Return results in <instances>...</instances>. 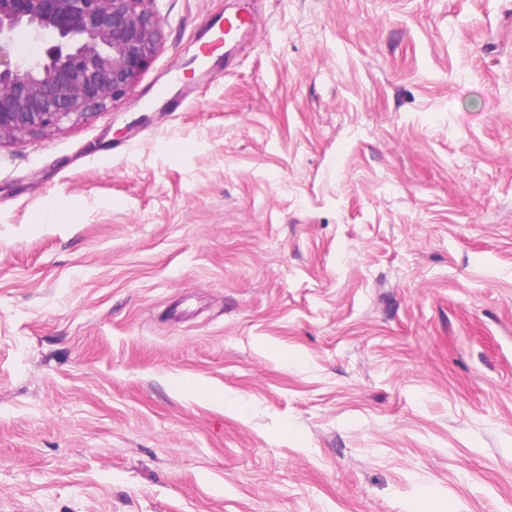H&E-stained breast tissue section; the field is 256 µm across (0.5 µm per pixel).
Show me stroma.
Segmentation results:
<instances>
[{
    "mask_svg": "<svg viewBox=\"0 0 512 512\" xmlns=\"http://www.w3.org/2000/svg\"><path fill=\"white\" fill-rule=\"evenodd\" d=\"M153 7L0 145V512H512V0Z\"/></svg>",
    "mask_w": 512,
    "mask_h": 512,
    "instance_id": "1",
    "label": "stroma"
}]
</instances>
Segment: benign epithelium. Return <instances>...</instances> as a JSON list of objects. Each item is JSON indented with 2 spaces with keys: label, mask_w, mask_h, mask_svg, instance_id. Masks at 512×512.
Wrapping results in <instances>:
<instances>
[{
  "label": "benign epithelium",
  "mask_w": 512,
  "mask_h": 512,
  "mask_svg": "<svg viewBox=\"0 0 512 512\" xmlns=\"http://www.w3.org/2000/svg\"><path fill=\"white\" fill-rule=\"evenodd\" d=\"M155 0H0V143L103 112L162 39ZM43 54H24L28 42Z\"/></svg>",
  "instance_id": "7a95c632"
}]
</instances>
